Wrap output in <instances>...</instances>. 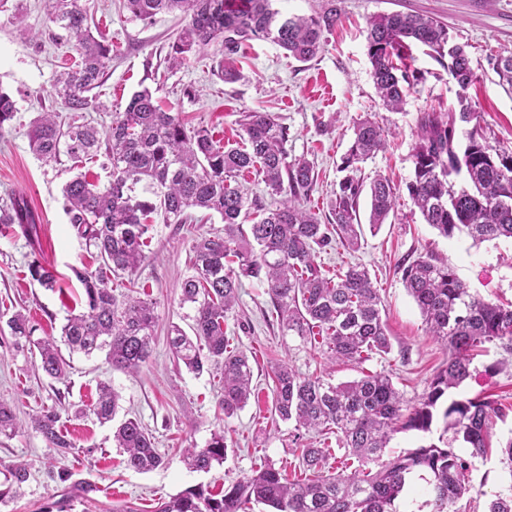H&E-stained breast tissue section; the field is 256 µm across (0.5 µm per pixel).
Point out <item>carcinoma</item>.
<instances>
[{"label": "carcinoma", "instance_id": "carcinoma-1", "mask_svg": "<svg viewBox=\"0 0 512 512\" xmlns=\"http://www.w3.org/2000/svg\"><path fill=\"white\" fill-rule=\"evenodd\" d=\"M87 0H44L50 22L75 41L79 61L59 72L54 96L71 112H43L28 131L29 148L44 164L67 156L74 163L103 158L110 169L103 185L85 175L71 177L63 187L68 223L101 263L94 270L71 267L82 286L84 310L70 314L61 339L37 337V325L18 310L0 313L11 335L38 355L48 377L63 380L67 363L58 342L71 352L105 353L112 369L139 371L150 356L156 325L149 299L116 293L112 277L135 271L145 260L144 247L157 214L165 224L194 221L192 212L216 213L224 235H202L193 244L191 272L181 283L180 304L194 310L192 334L172 326L171 351L176 363L200 375L211 366L222 369L224 417L230 419L248 404L254 390L253 370L246 352L229 347L224 323L233 316L242 279L267 284L268 294L284 336L307 340L321 337L323 355L331 363H359L373 354H387L390 342L381 314L382 300L367 268L348 265L332 276L316 263V249L339 241L355 249L363 225L378 230L394 210L395 192L380 174L370 183L359 164L384 148L385 130L366 116L353 129L342 158L344 176L330 199L329 218L321 223L304 201L314 185V172L304 157L289 158L288 126L270 112L244 111L239 120L245 146L214 137L205 126H193L181 112L165 110L145 88L135 92L124 111L115 112L107 129L85 120L94 106L92 91L103 83L112 60L109 44L90 32ZM131 16L152 21L161 13L180 16L181 29L169 45L167 62L177 68L201 50L224 43L225 57L218 74L226 83L240 72L232 55L246 40H271L288 56L307 62L323 52L326 34L341 21L336 0H325L309 16L278 17L272 0H124ZM367 55L371 77L382 106L399 110L421 76L403 63L413 45L428 47L436 61L459 87V111L426 112L418 121L413 179L409 197L425 223L446 238L466 233L475 244L512 241V147L492 145L467 102L466 91L475 79L465 46L454 43L448 28L431 16L382 13L367 22ZM500 79L512 90V52L494 64ZM15 104L0 90V131L15 117ZM473 124L465 144L457 124ZM256 170L275 199L268 204L247 201L237 176ZM369 187L370 211L362 223L359 202ZM286 194L280 199L278 195ZM258 220L248 226L249 210ZM41 217L22 195L0 201V225L21 235L31 246L27 263L32 280L48 290L57 285L53 266L43 257ZM402 281L413 298L429 335L449 351L446 365L430 380L428 391L414 405H404L392 375L365 374L333 383L305 377L286 364L272 371L274 417L294 423L316 436L336 435L340 448L358 462L345 473L324 474L330 453L313 441L301 449L302 478L290 480L285 470L268 460L252 475L224 488L196 485L159 502L155 512H251L252 504L268 512H399L397 504L415 480L427 484L434 512H457L458 501L469 491V463L487 455L498 404L487 398L452 395L471 377L474 355L498 341L512 351V304H497L470 293L454 268L430 255H419L402 266ZM119 395L108 382L98 384L91 411L104 424L114 420ZM442 423L438 442L395 453H383L394 434L432 433ZM34 429L58 459L73 453L76 444L64 433L61 409L44 407L31 418ZM14 409L0 401V434L15 431ZM117 447L126 454L125 467L148 472L164 463L153 437L135 418L113 430ZM224 432L212 434L202 448L184 451V462L195 471H209L224 462ZM9 485L0 499L17 492L30 476V464L7 467ZM487 512H512V492L494 494Z\"/></svg>", "mask_w": 512, "mask_h": 512}]
</instances>
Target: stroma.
<instances>
[{"label":"stroma","instance_id":"1","mask_svg":"<svg viewBox=\"0 0 512 512\" xmlns=\"http://www.w3.org/2000/svg\"><path fill=\"white\" fill-rule=\"evenodd\" d=\"M341 23L328 36L322 54L302 63L286 57L283 49L265 40L241 46L235 56L240 78L224 82L216 72L224 54L216 44L191 57L177 69L167 63L168 43L181 26L179 16L160 14L152 21L131 18L123 0H89L95 24L93 34L112 46V62L96 94L102 107L88 112L98 128H107L111 115L123 111L131 95L149 88L162 104L184 113L191 124L204 125L216 138L238 143L241 112L261 110L275 114L290 132L288 152L308 159L317 181L305 205L326 215L327 203L339 181V165L353 135V125L372 116L387 133L384 149L362 165L365 179L381 174L397 189L396 205L376 234L365 235L357 251L334 245L317 255L329 272L343 265L365 266L379 290L391 341L388 354L356 363H336L324 372L319 348L295 336L282 335L265 283L246 279L239 291L234 318L224 325L231 346L250 356L256 397L237 416L225 418L219 407L220 373L200 376L174 362L168 329L189 327L191 307L181 305L180 286L189 272L192 245L199 236L223 230L220 216L190 224H166L152 216L146 259L131 274L117 277L118 285L135 283L155 304L157 326L148 361L138 373L112 370L104 354H66L69 373L58 382L35 368L36 358L15 341L9 329L0 330V399L16 408L19 426L0 435V489L7 467L16 460L31 465V475L20 492L0 502V512H42L47 503L67 499L71 512H112L133 503L139 512H154L157 502L198 484L228 486L259 469L266 460L293 469L308 434L293 424L273 423L269 374L288 364L298 373L328 375L335 383L369 372L391 373L406 405L425 393L429 381L448 358L443 344L429 336L419 309L401 280L403 261L429 254L453 266L472 293L496 303L512 302V243L490 241L473 245L465 234L444 238L424 224L407 192L413 176V148L419 117L426 112L456 108L458 88L431 57L427 47L414 46L407 62L421 72L422 82L409 94L402 110H386L376 93L367 56L366 21L379 13L417 12L435 17L448 27L455 42L467 45L471 67L478 77L468 90L472 106L491 144L512 146V92L499 83L494 70L498 55L512 52V0H342ZM42 0H9L0 11V90L15 102L12 124L0 133V199L20 193L42 218L40 237L44 258L61 274L59 290L33 282L27 271L30 248L25 239L0 234V309L19 310L39 324L41 334L60 336L61 327L80 295L70 268H96L98 258L86 251L64 212L62 187L74 172L106 183L109 172L98 161L73 166L42 163L29 149L27 130L42 112L62 111L52 96V84L62 67L71 65L77 51L58 41ZM194 97H186L185 89ZM506 356L494 342L472 365V376L460 388L466 397L497 401L505 416L493 422V441L512 437V369L486 373V365ZM111 382L120 394L119 417H134L153 436L165 460L163 466L138 473L127 469L124 453L112 440V424L90 414L99 382ZM62 402L75 415L65 428L76 443L63 460L73 478L63 482L48 470L49 450L31 426L41 406ZM223 431L227 455L210 471H192L182 461L189 445L204 446L213 432ZM470 492L457 504L459 512H486L490 495L507 489L498 452L472 459ZM88 481L98 488L93 502H83L74 484Z\"/></svg>","mask_w":512,"mask_h":512}]
</instances>
